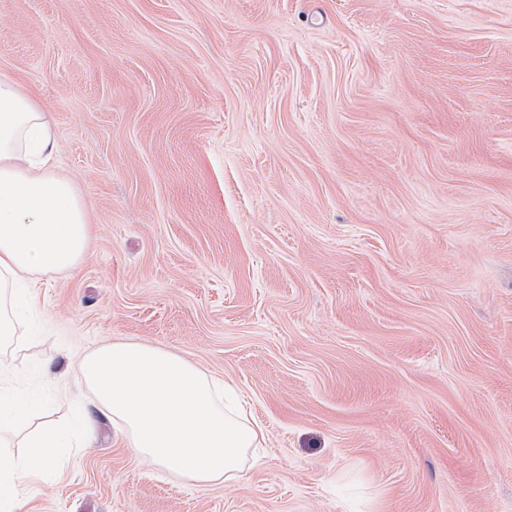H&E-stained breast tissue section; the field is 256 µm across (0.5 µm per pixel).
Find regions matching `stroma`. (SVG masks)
Listing matches in <instances>:
<instances>
[{
    "label": "stroma",
    "instance_id": "obj_1",
    "mask_svg": "<svg viewBox=\"0 0 512 512\" xmlns=\"http://www.w3.org/2000/svg\"><path fill=\"white\" fill-rule=\"evenodd\" d=\"M84 259L0 352L63 472L20 512H512V0H0ZM116 340L234 382L266 457L139 460L79 371Z\"/></svg>",
    "mask_w": 512,
    "mask_h": 512
}]
</instances>
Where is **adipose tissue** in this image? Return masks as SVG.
<instances>
[{"label": "adipose tissue", "mask_w": 512, "mask_h": 512, "mask_svg": "<svg viewBox=\"0 0 512 512\" xmlns=\"http://www.w3.org/2000/svg\"><path fill=\"white\" fill-rule=\"evenodd\" d=\"M56 152L50 113L13 75L0 73L1 343L30 306V276L72 269L86 253L85 206L55 171ZM81 372L133 452L169 474L205 487L236 480L262 460L265 430L232 382L169 351L115 341L86 356ZM42 406L38 395L0 385V433ZM60 444V430L45 425L27 437L23 454H0V512H16L29 478L63 468Z\"/></svg>", "instance_id": "1"}]
</instances>
